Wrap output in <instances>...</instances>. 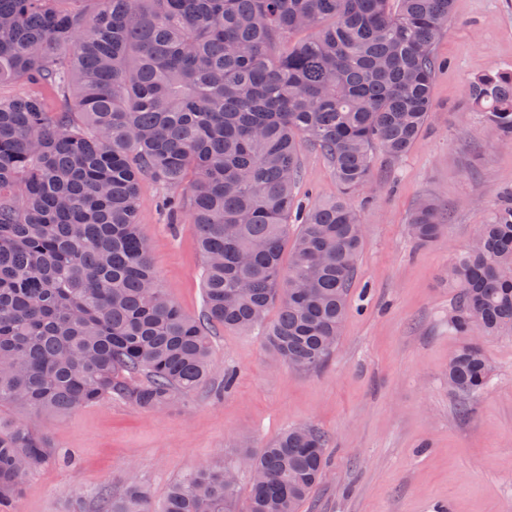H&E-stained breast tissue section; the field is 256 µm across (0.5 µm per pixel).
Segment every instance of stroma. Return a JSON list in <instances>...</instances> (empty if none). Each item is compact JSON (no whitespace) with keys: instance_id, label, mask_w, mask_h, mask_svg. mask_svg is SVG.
Listing matches in <instances>:
<instances>
[{"instance_id":"1","label":"stroma","mask_w":512,"mask_h":512,"mask_svg":"<svg viewBox=\"0 0 512 512\" xmlns=\"http://www.w3.org/2000/svg\"><path fill=\"white\" fill-rule=\"evenodd\" d=\"M435 54L428 125L403 158L377 153L371 186L355 200L364 246L324 365L292 369L265 352L259 332L217 329L209 380L164 408L144 411L115 395L40 416L59 455L26 478L6 512H91L99 489L131 483L159 507L198 467L235 465L241 441L259 448L298 425L329 439L323 477L299 512H512V332L480 340L492 367L481 395L450 392L448 362L462 338L449 319L457 290L445 277L512 197V140L467 102L469 81L512 69V0H453ZM302 153L298 200L336 197L328 162L310 145ZM173 193L141 181L139 230L164 294L198 318L203 258L190 215L175 222L163 206ZM425 195L448 221L443 236L421 243L407 225Z\"/></svg>"}]
</instances>
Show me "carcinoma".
Masks as SVG:
<instances>
[{"label":"carcinoma","mask_w":512,"mask_h":512,"mask_svg":"<svg viewBox=\"0 0 512 512\" xmlns=\"http://www.w3.org/2000/svg\"><path fill=\"white\" fill-rule=\"evenodd\" d=\"M0 0V507L54 450L30 418L112 395L166 406L211 373L209 331L266 326L269 350L312 370L336 348L364 241L352 198L375 150L406 155L433 112L434 49L451 0ZM471 108L512 138V70L468 84ZM341 193L312 206L282 247L303 142ZM186 188L204 260L206 310L187 316L158 287L138 224L139 184ZM422 198L408 230L445 226ZM464 341L448 387L483 393L490 366L472 336L512 331V201L448 266ZM277 316L266 322L271 306ZM327 439L288 429L252 453L247 512H298L325 468ZM227 468L203 465L161 512H233ZM95 512H154L131 484Z\"/></svg>","instance_id":"carcinoma-1"}]
</instances>
